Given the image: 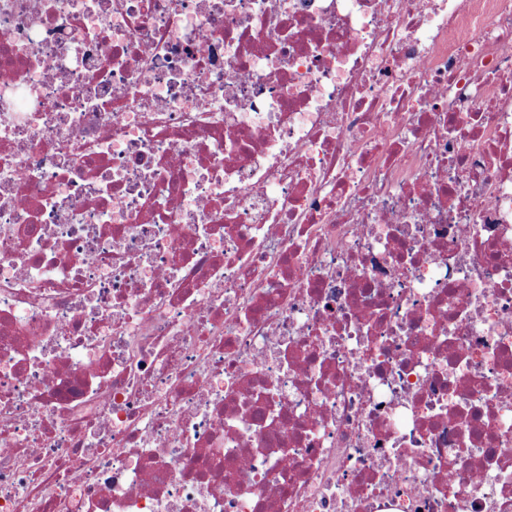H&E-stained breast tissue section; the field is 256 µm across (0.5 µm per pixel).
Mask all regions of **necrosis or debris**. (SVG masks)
I'll use <instances>...</instances> for the list:
<instances>
[{
	"label": "necrosis or debris",
	"instance_id": "1",
	"mask_svg": "<svg viewBox=\"0 0 512 512\" xmlns=\"http://www.w3.org/2000/svg\"><path fill=\"white\" fill-rule=\"evenodd\" d=\"M0 512H512V0H0Z\"/></svg>",
	"mask_w": 512,
	"mask_h": 512
}]
</instances>
